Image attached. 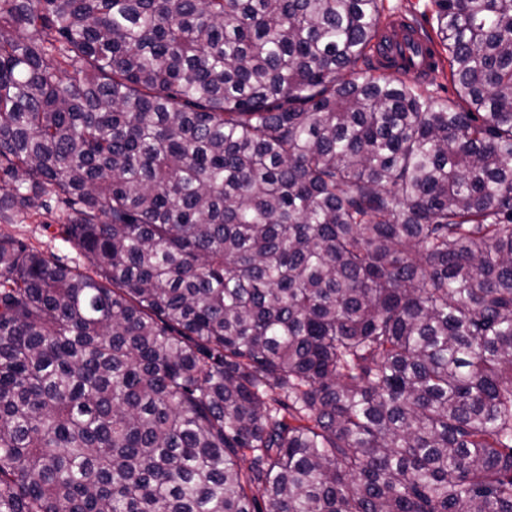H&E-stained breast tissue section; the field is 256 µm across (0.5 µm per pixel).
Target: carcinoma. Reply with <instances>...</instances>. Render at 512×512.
Wrapping results in <instances>:
<instances>
[{"mask_svg":"<svg viewBox=\"0 0 512 512\" xmlns=\"http://www.w3.org/2000/svg\"><path fill=\"white\" fill-rule=\"evenodd\" d=\"M384 2L0 0V512H512V0ZM402 21L392 24L386 30L388 38L387 45L384 48V56L402 60L400 52H404V57H408L410 46H424V37L420 32L413 31L402 25ZM0 235L19 239L46 257L71 266L76 265L80 270L85 271L89 265L85 258L78 257L76 251L65 242L53 212L32 217L22 224H0Z\"/></svg>","mask_w":512,"mask_h":512,"instance_id":"1","label":"carcinoma"}]
</instances>
